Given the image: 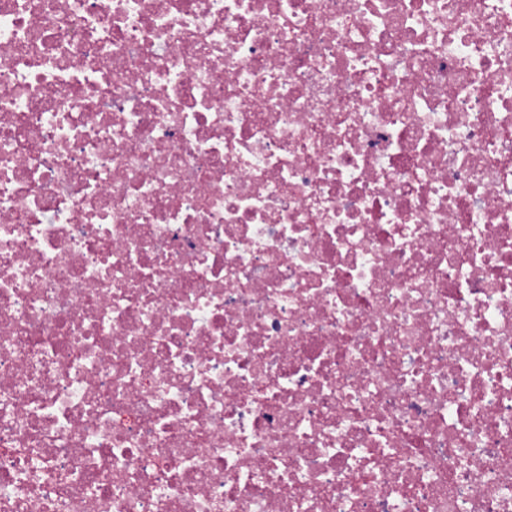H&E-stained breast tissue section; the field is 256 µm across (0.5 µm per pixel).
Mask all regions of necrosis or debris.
I'll return each instance as SVG.
<instances>
[{"instance_id": "4bbe7bcc", "label": "necrosis or debris", "mask_w": 512, "mask_h": 512, "mask_svg": "<svg viewBox=\"0 0 512 512\" xmlns=\"http://www.w3.org/2000/svg\"><path fill=\"white\" fill-rule=\"evenodd\" d=\"M0 512H512V0H0Z\"/></svg>"}]
</instances>
